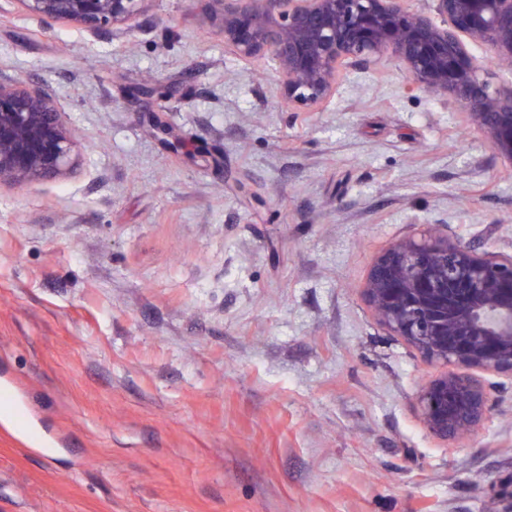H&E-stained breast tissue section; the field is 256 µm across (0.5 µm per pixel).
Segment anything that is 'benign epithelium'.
I'll return each instance as SVG.
<instances>
[{"label":"benign epithelium","instance_id":"1","mask_svg":"<svg viewBox=\"0 0 512 512\" xmlns=\"http://www.w3.org/2000/svg\"><path fill=\"white\" fill-rule=\"evenodd\" d=\"M13 2L43 25L100 36L134 26L144 0ZM204 2L221 18L225 46L272 67L288 107L319 109L340 78L390 53L418 89L456 103L512 166V82L494 87L488 80L489 62H512V0H430L418 12L404 0ZM79 158L56 101L21 79L0 77V186L65 177ZM361 293L390 335L427 363L448 367L418 392L423 425L451 443L476 433L494 404L487 377H512V255L480 253L428 226L378 255Z\"/></svg>","mask_w":512,"mask_h":512}]
</instances>
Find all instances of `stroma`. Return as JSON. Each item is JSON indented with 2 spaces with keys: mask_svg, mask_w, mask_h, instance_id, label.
<instances>
[{
  "mask_svg": "<svg viewBox=\"0 0 512 512\" xmlns=\"http://www.w3.org/2000/svg\"><path fill=\"white\" fill-rule=\"evenodd\" d=\"M0 76L81 147L0 187V512H486L512 489V378L439 440L417 395L440 366L359 292L426 225L512 255V167L395 56L294 112L188 0L115 38L0 0Z\"/></svg>",
  "mask_w": 512,
  "mask_h": 512,
  "instance_id": "obj_1",
  "label": "stroma"
}]
</instances>
